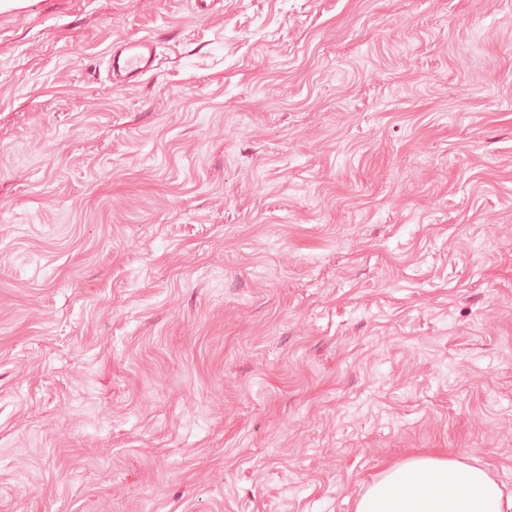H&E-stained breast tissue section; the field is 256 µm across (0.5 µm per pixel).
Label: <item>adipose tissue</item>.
<instances>
[{
  "mask_svg": "<svg viewBox=\"0 0 512 512\" xmlns=\"http://www.w3.org/2000/svg\"><path fill=\"white\" fill-rule=\"evenodd\" d=\"M355 512H512L485 466L443 455L387 467L358 497Z\"/></svg>",
  "mask_w": 512,
  "mask_h": 512,
  "instance_id": "ef3b65f1",
  "label": "adipose tissue"
}]
</instances>
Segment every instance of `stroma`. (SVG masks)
I'll return each mask as SVG.
<instances>
[{"label":"stroma","instance_id":"35a3bbf8","mask_svg":"<svg viewBox=\"0 0 512 512\" xmlns=\"http://www.w3.org/2000/svg\"><path fill=\"white\" fill-rule=\"evenodd\" d=\"M432 453L512 493V0L0 7V512H354ZM110 70L121 83H130L157 68L155 41L148 36L124 40L112 50Z\"/></svg>","mask_w":512,"mask_h":512}]
</instances>
